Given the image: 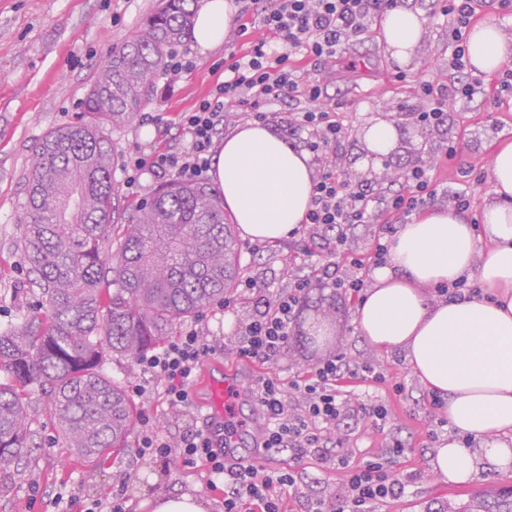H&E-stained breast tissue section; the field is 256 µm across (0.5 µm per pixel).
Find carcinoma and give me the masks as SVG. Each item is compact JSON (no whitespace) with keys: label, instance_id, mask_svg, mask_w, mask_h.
<instances>
[{"label":"carcinoma","instance_id":"obj_1","mask_svg":"<svg viewBox=\"0 0 512 512\" xmlns=\"http://www.w3.org/2000/svg\"><path fill=\"white\" fill-rule=\"evenodd\" d=\"M196 0H158L102 63L77 120L47 134L24 181L19 248L46 316L0 331V477L33 448L28 396L50 399L68 447L94 461L125 447L134 407L102 371L133 362L232 292L240 258L217 192L173 179L122 205L107 130L149 98L170 50L191 38ZM438 512H512V488Z\"/></svg>","mask_w":512,"mask_h":512}]
</instances>
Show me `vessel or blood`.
I'll return each instance as SVG.
<instances>
[{"mask_svg":"<svg viewBox=\"0 0 512 512\" xmlns=\"http://www.w3.org/2000/svg\"><path fill=\"white\" fill-rule=\"evenodd\" d=\"M250 374L235 375L223 368L205 371L197 385L208 396L206 435L213 447L223 449L226 465L240 469L270 460L263 442L267 420L262 411H254L247 422H240L238 407L248 397Z\"/></svg>","mask_w":512,"mask_h":512,"instance_id":"1","label":"vessel or blood"}]
</instances>
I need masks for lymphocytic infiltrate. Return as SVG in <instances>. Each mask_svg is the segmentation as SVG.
I'll return each mask as SVG.
<instances>
[{
  "label": "lymphocytic infiltrate",
  "instance_id": "obj_1",
  "mask_svg": "<svg viewBox=\"0 0 512 512\" xmlns=\"http://www.w3.org/2000/svg\"><path fill=\"white\" fill-rule=\"evenodd\" d=\"M401 2L233 0L239 35H246L248 20L256 18L269 32V39L250 42L244 53H229L224 82L216 84L192 108L178 113L177 125L186 139L182 148L139 154L125 167L124 185L129 189L145 174L202 180L211 167L215 137L224 125L242 116L267 122L271 102L288 103V133L308 149L320 168L313 181L310 208L299 229L306 234L330 231L327 248L344 257L349 271L338 274L326 263L307 274L296 272L290 274L287 288L271 295L259 293L252 278L241 280L240 292L253 297L254 313L243 326L238 358L262 365L277 360L288 347L296 313L315 281L332 280L335 287L361 297L366 288L361 271L365 262L383 263L388 243L397 231L395 217L409 216L436 194L431 167L423 161L404 170L398 190L380 197L346 181L338 150L347 138V128L321 85L307 79L298 65L304 59L323 69L335 68L345 45L362 39L376 17ZM438 2L439 14L448 26V65L459 77L450 82L420 84L417 95L423 106L413 117L427 126L444 125L450 105L486 92L483 79L468 70L467 38L478 0ZM362 224L380 227L366 260L346 247L348 232ZM217 352L202 330L191 327L160 351L139 355L136 363L142 374L162 383L168 406L182 409L193 402V381L200 364ZM348 376L374 383L385 379L376 366L353 364L338 355L320 362L309 374L294 375L286 383L270 375L261 377L256 394L268 418L265 447L296 458L313 456L323 460L335 455L343 472L347 512H369L372 504L400 496L405 486L384 462L348 465L349 444L344 430L352 403L341 390ZM140 424L137 455L166 458L175 453L188 464L203 462L210 485L224 487V512H285L284 496L298 481L294 469L233 470L225 466L223 454L210 447L203 431L186 433L174 441L160 433L150 416H142Z\"/></svg>",
  "mask_w": 512,
  "mask_h": 512
}]
</instances>
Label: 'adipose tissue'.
Returning <instances> with one entry per match:
<instances>
[{
    "label": "adipose tissue",
    "instance_id": "1",
    "mask_svg": "<svg viewBox=\"0 0 512 512\" xmlns=\"http://www.w3.org/2000/svg\"><path fill=\"white\" fill-rule=\"evenodd\" d=\"M233 13L231 0H202L197 45L220 47ZM424 24L420 12L402 6L382 15L380 34L396 60L413 58ZM468 58L473 72L495 74L512 59V41L495 22L477 24ZM209 176L254 240L287 237L311 205L310 155L268 125L247 123L225 136ZM490 180L493 196L478 224L435 207L401 225L356 309L360 334L404 352L421 384L445 400L451 432L429 465L450 483L477 484L491 470L512 474V139L497 143ZM466 278L477 279L479 293L428 301L427 289Z\"/></svg>",
    "mask_w": 512,
    "mask_h": 512
}]
</instances>
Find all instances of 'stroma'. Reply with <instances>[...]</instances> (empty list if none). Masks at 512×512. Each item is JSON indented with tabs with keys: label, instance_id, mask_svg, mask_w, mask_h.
I'll use <instances>...</instances> for the list:
<instances>
[{
	"label": "stroma",
	"instance_id": "35a3bbf8",
	"mask_svg": "<svg viewBox=\"0 0 512 512\" xmlns=\"http://www.w3.org/2000/svg\"><path fill=\"white\" fill-rule=\"evenodd\" d=\"M431 0H405L408 9L427 17L425 31L409 65L399 66L370 28L365 39L345 48L343 66L336 70L310 71L327 94L339 102L341 118L349 133L341 164L352 182L384 191L390 173L422 160L433 165L437 188L454 186L465 169H481V179L471 183V206L465 215L477 221L480 209L492 196L488 177L496 141L512 139V96L498 101L475 97L461 100L448 110V124L440 129L420 126L412 117L420 106L415 93L421 81L449 79L448 30L441 17L431 15ZM156 0H0V329L22 319L40 318L44 307L38 289L29 284L28 265L17 247L20 235L24 178L30 168L37 143L55 128L73 122L80 104L89 92L99 65L113 47L124 43L155 8ZM195 68L173 74L163 72L142 112L126 125L110 129L109 141L115 158L112 176L123 181V166L135 151L178 146L179 133L173 124L177 113L190 109L213 85L223 81L218 62L227 58L222 46L201 51L195 41L178 46ZM404 70L405 80L394 77ZM383 119L399 132L396 150L378 164L361 168L366 154L360 131L368 120ZM456 142L457 154L445 160L448 142ZM317 241L287 239L268 242L255 255L241 254L240 275L255 279L270 290L285 288V264L299 269L311 265L312 254L321 253ZM358 302L344 291L323 281L313 288L292 324V336L279 360L265 364V373L288 381L307 372L322 359L343 355L354 362H368L386 375L385 382H347L353 404L386 405L392 432L375 428L366 416L352 421L347 431L351 452L349 465L384 457L391 436L402 439L407 450L395 458L392 470L405 490L400 497L373 505V512H439L447 504L468 502L485 487L507 486L506 477L490 473L483 484L469 486L441 480L426 466L429 454L447 439V426L431 414V394L418 382L403 353L385 352L372 346L356 328ZM254 311L253 301L239 297L234 306H210L197 317L212 343L223 346L218 361L241 367L236 356L244 322ZM329 319L333 334L327 344L316 346L309 340L313 322ZM402 392H395V385ZM147 393L135 399L138 412L149 414L166 434L178 437L203 428L202 404L183 409L169 408L159 383L147 384ZM32 429L36 448L25 456L17 470L0 477V512H80L79 506L102 496L104 489L122 483L126 486L131 512L140 508L142 491L155 494L189 493L208 504V512H224L223 495L211 490L206 469L188 465L177 457H140L135 453L141 436L133 426L125 448L99 462L89 461L68 448L58 430L52 405L39 393L30 396ZM275 468L294 467L304 481L287 499L288 512H306L310 495L333 500L344 496L341 471L333 463L311 458L296 459L281 454Z\"/></svg>",
	"mask_w": 512,
	"mask_h": 512
}]
</instances>
